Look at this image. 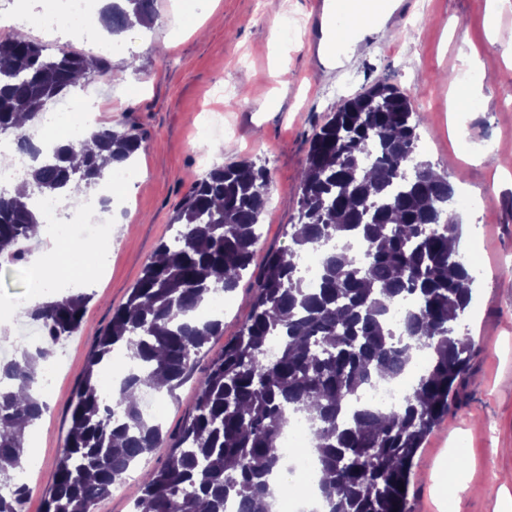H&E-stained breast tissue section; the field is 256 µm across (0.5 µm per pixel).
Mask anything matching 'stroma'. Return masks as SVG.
<instances>
[{
  "instance_id": "35a3bbf8",
  "label": "stroma",
  "mask_w": 512,
  "mask_h": 512,
  "mask_svg": "<svg viewBox=\"0 0 512 512\" xmlns=\"http://www.w3.org/2000/svg\"><path fill=\"white\" fill-rule=\"evenodd\" d=\"M151 27L118 37L109 80H89L98 125H134L142 148L130 161L127 212L112 216V251L85 292L80 328L50 344L63 361L39 422L40 439L26 447L37 457L22 512H43L70 425L69 405L97 336L141 275L158 245L169 240L171 218L209 165L244 159L266 166L271 184L254 255L290 245L298 221L301 173L314 131L342 100L376 83L409 94L422 117L420 154L447 172L456 194L489 197L481 217L461 212L459 251L473 238L483 247V272L470 307L458 322L476 354L450 399L449 414L414 459L411 512H500L512 494V0H419L400 26L384 25L357 38L344 71L312 56L309 0H199L185 17L179 0H155ZM299 26L281 43L282 17ZM221 86L233 96L216 97ZM224 112L223 149L200 140L202 125ZM0 261V306L35 291L29 253ZM254 280L243 277L223 316V332L196 358L203 375L210 359L237 336L247 318ZM167 449H154L98 512H132L140 482L160 467Z\"/></svg>"
}]
</instances>
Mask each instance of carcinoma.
Returning a JSON list of instances; mask_svg holds the SVG:
<instances>
[{
    "instance_id": "carcinoma-1",
    "label": "carcinoma",
    "mask_w": 512,
    "mask_h": 512,
    "mask_svg": "<svg viewBox=\"0 0 512 512\" xmlns=\"http://www.w3.org/2000/svg\"><path fill=\"white\" fill-rule=\"evenodd\" d=\"M154 0H119L103 15L120 33L147 25ZM112 76L109 60L75 51L47 58L23 35L0 41V134L23 133L18 116L37 120L46 104L80 80ZM420 116L398 87L378 83L346 101L314 134L301 176L292 245L269 253L240 333L197 381L195 414L175 433L145 418L133 393L162 377L168 395L193 374L195 357L223 332L222 321L189 319L219 292L234 291L252 264L269 191V171L251 160L215 167L177 207L178 237L159 245L115 310L71 406V426L45 512H93L142 457L163 445L166 462L148 473L134 508L150 512H225L240 501L288 494L272 482L282 461L278 440L291 415H304L328 512H410L415 455L448 414L450 395L468 370L473 343L455 330L472 300L474 277L459 260L455 188L418 151ZM141 137L101 126L48 155L28 145L25 182L55 198L103 179L99 158L131 160ZM44 214L18 198L0 197V255L20 256ZM361 242L358 259L350 244ZM324 250L316 286L307 287L302 255ZM406 299L399 329L392 306ZM89 297L69 294L32 313L50 341L79 327ZM280 340L270 358L267 345ZM131 371L101 396L100 375L115 348ZM427 352L401 402L385 411L347 412L374 379L392 380ZM50 356L46 347L0 360V484L24 468V425L46 403L29 394ZM404 490H399V487ZM28 494L0 495V512H21Z\"/></svg>"
}]
</instances>
